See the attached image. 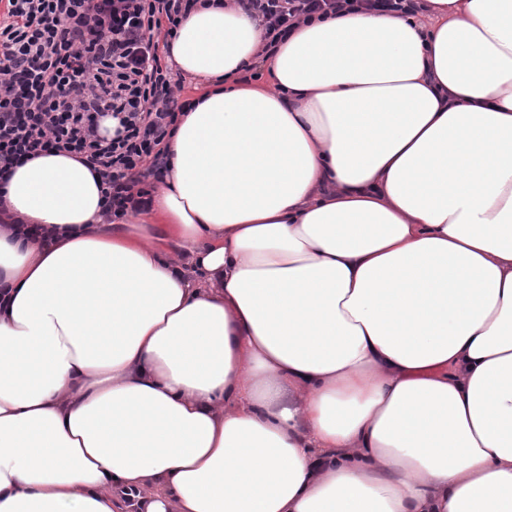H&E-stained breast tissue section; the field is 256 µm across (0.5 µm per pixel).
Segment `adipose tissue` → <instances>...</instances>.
Returning <instances> with one entry per match:
<instances>
[{
    "label": "adipose tissue",
    "instance_id": "adipose-tissue-1",
    "mask_svg": "<svg viewBox=\"0 0 512 512\" xmlns=\"http://www.w3.org/2000/svg\"><path fill=\"white\" fill-rule=\"evenodd\" d=\"M197 6L151 214L65 153L0 210V512H512V0ZM262 62L267 78L244 74ZM247 11H254L264 22L269 41L262 53L273 51L302 20L336 17L353 9L398 12L416 16L424 9L422 0H238Z\"/></svg>",
    "mask_w": 512,
    "mask_h": 512
}]
</instances>
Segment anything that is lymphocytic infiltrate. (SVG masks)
<instances>
[{
    "label": "lymphocytic infiltrate",
    "instance_id": "lymphocytic-infiltrate-1",
    "mask_svg": "<svg viewBox=\"0 0 512 512\" xmlns=\"http://www.w3.org/2000/svg\"><path fill=\"white\" fill-rule=\"evenodd\" d=\"M198 0H0V187L65 152L101 178L104 215L147 210L166 168L174 104L167 47ZM272 51L303 21L365 8L413 16L420 0H240ZM116 123L102 133L105 120Z\"/></svg>",
    "mask_w": 512,
    "mask_h": 512
}]
</instances>
